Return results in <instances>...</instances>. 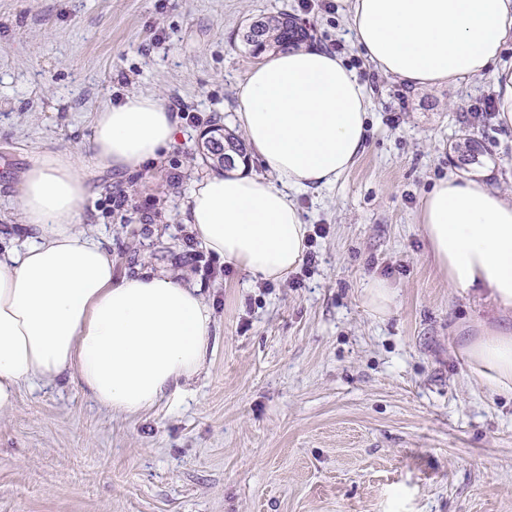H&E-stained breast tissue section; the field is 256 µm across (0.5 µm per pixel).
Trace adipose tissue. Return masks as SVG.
<instances>
[{
    "label": "adipose tissue",
    "instance_id": "ef3b65f1",
    "mask_svg": "<svg viewBox=\"0 0 512 512\" xmlns=\"http://www.w3.org/2000/svg\"><path fill=\"white\" fill-rule=\"evenodd\" d=\"M350 28L385 74L426 89L491 75L498 120L512 131V0H353ZM370 96L356 72L318 48L269 55L247 72L236 120L261 174L213 172L196 182L184 220L213 255L265 280L294 271L307 226L294 191L336 183L366 137ZM176 113L133 92L97 112L80 151L46 150L21 176L25 239L0 250V411L23 382L77 381L100 406L140 413L184 391L214 333L198 286L166 272L114 278L112 257L78 223L91 171L161 158ZM449 287L479 289L487 308L459 352L483 387L512 396V192L449 175L418 214Z\"/></svg>",
    "mask_w": 512,
    "mask_h": 512
}]
</instances>
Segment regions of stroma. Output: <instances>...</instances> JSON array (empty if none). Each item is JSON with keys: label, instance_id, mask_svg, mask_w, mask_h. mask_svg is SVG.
I'll use <instances>...</instances> for the list:
<instances>
[{"label": "stroma", "instance_id": "35a3bbf8", "mask_svg": "<svg viewBox=\"0 0 512 512\" xmlns=\"http://www.w3.org/2000/svg\"><path fill=\"white\" fill-rule=\"evenodd\" d=\"M352 0H0V242L20 238L21 175L43 149L75 150L95 112L134 91L177 113L159 160L100 171L78 221L116 276L160 270L202 286L218 335L186 392L134 416L78 384H22L0 412V512H512V397L470 375L457 348L482 296L449 288L417 221L424 193L465 173L469 135L489 183L512 190V132L469 111L491 76L416 90L369 63ZM285 12L341 56L370 98L351 171L296 201L323 226L315 261L280 281L187 246L183 207L209 166L213 123L237 130L255 59L239 38ZM391 282L385 319L363 283Z\"/></svg>", "mask_w": 512, "mask_h": 512}]
</instances>
